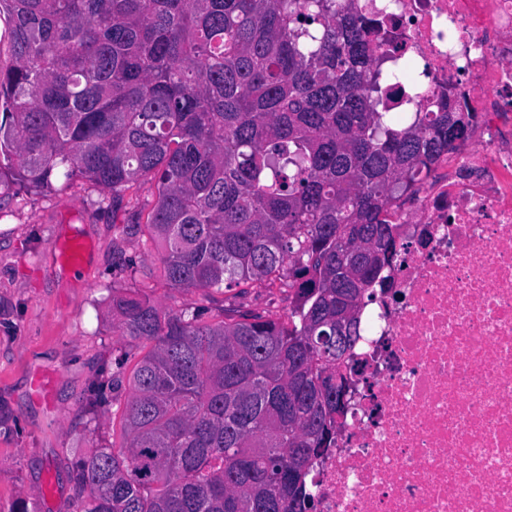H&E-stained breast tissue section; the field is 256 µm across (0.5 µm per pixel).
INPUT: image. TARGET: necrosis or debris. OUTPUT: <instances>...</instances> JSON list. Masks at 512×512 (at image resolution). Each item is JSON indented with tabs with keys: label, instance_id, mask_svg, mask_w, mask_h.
<instances>
[{
	"label": "necrosis or debris",
	"instance_id": "obj_1",
	"mask_svg": "<svg viewBox=\"0 0 512 512\" xmlns=\"http://www.w3.org/2000/svg\"><path fill=\"white\" fill-rule=\"evenodd\" d=\"M417 70L392 112L474 116L389 207L396 255L359 315L355 396L308 475L316 512H512V0H355Z\"/></svg>",
	"mask_w": 512,
	"mask_h": 512
}]
</instances>
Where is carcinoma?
<instances>
[{
	"label": "carcinoma",
	"instance_id": "1",
	"mask_svg": "<svg viewBox=\"0 0 512 512\" xmlns=\"http://www.w3.org/2000/svg\"><path fill=\"white\" fill-rule=\"evenodd\" d=\"M0 182L156 187L145 226L173 289L294 293L287 319L112 296L146 349L125 438L80 458L79 512H315L307 475L345 413L386 212L472 114L395 119L373 22L353 0H0Z\"/></svg>",
	"mask_w": 512,
	"mask_h": 512
}]
</instances>
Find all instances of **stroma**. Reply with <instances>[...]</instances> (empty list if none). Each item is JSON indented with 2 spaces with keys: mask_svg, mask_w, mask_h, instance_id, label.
Masks as SVG:
<instances>
[{
  "mask_svg": "<svg viewBox=\"0 0 512 512\" xmlns=\"http://www.w3.org/2000/svg\"><path fill=\"white\" fill-rule=\"evenodd\" d=\"M155 185L123 194L78 179L43 193L0 183V512H76L72 471L81 455L121 439L127 377L141 349L112 328V293L140 289L166 308L212 315L243 307L286 318L293 298L278 287L242 298L213 289L174 290L137 216ZM78 236L83 267L58 263Z\"/></svg>",
  "mask_w": 512,
  "mask_h": 512,
  "instance_id": "obj_1",
  "label": "stroma"
}]
</instances>
